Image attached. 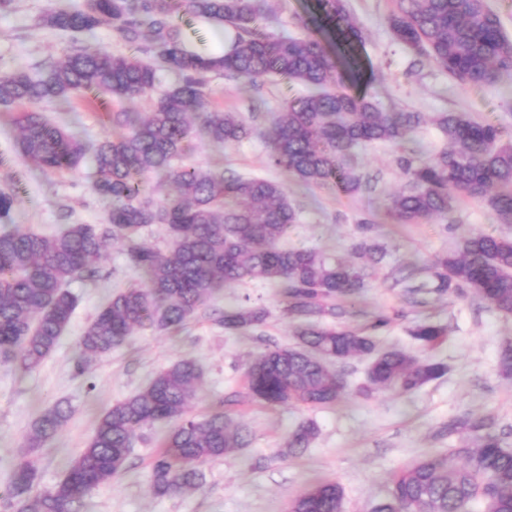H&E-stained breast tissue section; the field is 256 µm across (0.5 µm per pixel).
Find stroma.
I'll return each mask as SVG.
<instances>
[{
  "instance_id": "35a3bbf8",
  "label": "stroma",
  "mask_w": 512,
  "mask_h": 512,
  "mask_svg": "<svg viewBox=\"0 0 512 512\" xmlns=\"http://www.w3.org/2000/svg\"><path fill=\"white\" fill-rule=\"evenodd\" d=\"M82 4L83 0H15L12 10L0 13V76L63 59L72 34L47 27L40 18L50 8L77 9ZM349 4L364 33L360 55L376 74L369 88L375 100L429 116L464 111L476 120L512 129V76L481 90L454 85L436 67L414 65L408 51L392 39L387 26L390 0ZM302 93L300 84L285 79L252 85L213 77L209 108L239 113L254 133L221 151L200 142L189 164H220L244 176L282 184L299 213L287 240L291 246L346 257L361 236L360 224H373V236L387 255L353 299L354 314L348 322L362 329L379 314H388L392 323L379 335L381 346L395 345L416 356L421 350L408 335L415 322L447 326L446 341L434 350L447 362V376L411 394L353 395L330 407L273 406L252 400L244 382L249 362L266 347L295 342L294 322L284 313L278 289L258 282L237 284L214 295L181 331L140 328L111 353L79 359L77 339L107 296L140 280L127 265L122 246L115 245L96 263L101 275L97 283L70 284L77 307L44 362L30 372L0 365V490L9 485L15 459L27 451L38 469L35 491L52 489L85 448L102 412L145 388L155 373L180 358L195 360L204 372L191 414L202 418L224 410L246 427L248 447L203 464L200 489L158 498L149 490L150 466L166 428H142L127 468L93 490L83 502V512H287L290 501L316 478L341 485L344 512H372L386 497L395 470L432 453L475 445L474 434L464 426L467 420L493 417L497 433L512 447V380L500 376L497 363L501 342L512 339V315H502L467 294L436 297L425 289L423 272L462 237L478 232L512 237V224L497 223L484 202L467 196L456 198L447 220L392 223L384 204L405 179L397 165L399 152L388 144L354 154V165L370 188L352 195L305 188L270 164L264 137L283 103ZM258 99L265 106L256 112L252 105ZM111 109V100L104 98L92 108L79 101L71 107L49 103L45 114L53 125L78 133L91 149L108 133L103 115ZM16 137V126L0 115V154L8 160L0 167V191L16 197L13 223L42 233L67 222L101 223L110 203L95 193L91 165L65 175L34 169L17 153ZM245 301L268 310L265 323L243 332L224 331L215 321L216 310ZM59 401L72 405L71 418L44 447L27 450L31 425ZM306 421L316 423L315 439L303 452L289 453V431ZM452 422L457 425L453 431L448 428Z\"/></svg>"
}]
</instances>
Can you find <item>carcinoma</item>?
Returning a JSON list of instances; mask_svg holds the SVG:
<instances>
[{"label": "carcinoma", "mask_w": 512, "mask_h": 512, "mask_svg": "<svg viewBox=\"0 0 512 512\" xmlns=\"http://www.w3.org/2000/svg\"><path fill=\"white\" fill-rule=\"evenodd\" d=\"M391 3L387 24L394 40L455 84L481 88L512 72V39L486 0ZM179 12L232 30L224 36V55L196 50L173 19ZM308 12L318 32L336 36V53L313 34L277 28L267 0H84L79 9L52 8L40 18L51 28L83 34L107 25L140 55H114L84 42L42 72L18 69L0 76V112L16 124L19 152L38 169L74 172L86 154L77 136L47 122L44 103H67L81 94L116 103L138 98L159 83V69L148 55L177 80L148 112L122 106L108 113L112 134L99 142L92 159L96 191L110 201L101 223L68 224L51 236L7 224L0 230L1 365L28 372L52 353L77 303L67 285L78 278L96 281L93 261L120 243L142 284L107 298L79 336L82 358L112 352L136 327L179 329L225 287L260 281L281 289L284 311L298 325L295 345L267 349L251 361L250 397L274 405L332 406L348 394L336 365L353 357L368 360L365 383L355 390L366 398L412 392L445 374L447 365L432 356L417 359L404 349L378 347L376 332L390 325L388 316H377L365 329L343 322L347 310L338 300L366 286L368 263L378 262L379 247L363 243L347 261L319 250L285 248L281 242L298 223V213L280 183L228 174L222 167L173 166L198 140L221 150L252 132L236 112L205 110L213 74L253 85L279 75L309 89L281 107L267 134L270 164L306 187L358 192L362 181L351 164L354 150L377 143L401 147L426 122L421 112L383 108L362 88L375 74L365 76L358 54L364 37L348 0H311ZM433 124L446 146L427 160L406 149L398 156L406 185L387 197L388 219L446 220L454 196L465 194L483 200L499 222L512 224V132L465 112H439ZM153 182L168 186L163 199L154 197ZM154 225L164 232L163 249L142 240L143 230ZM424 272L440 296L467 293L512 315L511 238H462ZM324 315L340 324L321 325ZM267 317L263 306L238 304L224 308L219 322L225 331L239 332ZM447 335L444 326L426 321L410 329L412 339L429 350ZM498 367L512 377L509 342L499 351ZM202 380L197 362L174 361L143 390L102 413L86 448L54 488L32 494L35 463L20 457L0 504L7 512H80L88 493L125 469L137 432L153 424L171 429L151 465L152 493L169 497L200 488L201 464L248 445L246 428L224 411L202 421L190 415ZM70 415L66 401L47 409L32 424L27 446L42 447ZM468 426L480 437L475 447L458 450L461 462L427 455L394 471L389 494L373 512H470L474 503L481 512H512V448L494 432L492 419ZM316 435L314 422L300 424L288 434V452L305 450ZM342 508L339 484L316 480L289 512Z\"/></svg>", "instance_id": "obj_1"}]
</instances>
